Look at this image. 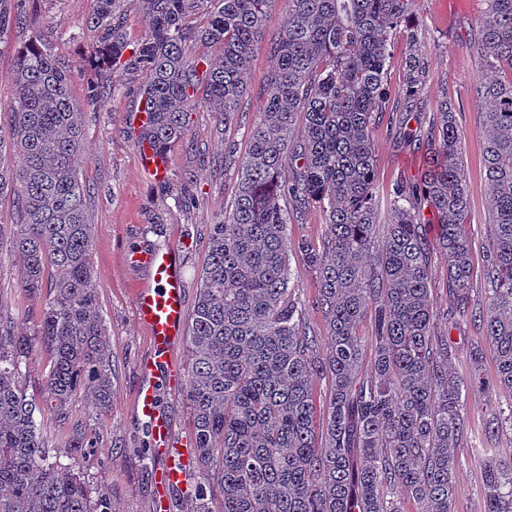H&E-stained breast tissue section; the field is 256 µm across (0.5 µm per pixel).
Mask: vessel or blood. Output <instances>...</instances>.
<instances>
[{"instance_id":"1","label":"vessel or blood","mask_w":512,"mask_h":512,"mask_svg":"<svg viewBox=\"0 0 512 512\" xmlns=\"http://www.w3.org/2000/svg\"><path fill=\"white\" fill-rule=\"evenodd\" d=\"M140 168L156 182L170 177L169 158L147 142L140 148ZM127 261L148 273L147 282L133 293L137 320L146 329L152 348L151 356L138 366L142 381L135 392L134 406L151 442L157 490L154 509L155 512H167L171 492L185 486L192 463L190 448L182 446L174 438L158 385L162 378L172 387L184 382L183 372L174 361V353L184 335L187 311L185 281L178 248H137L129 252Z\"/></svg>"}]
</instances>
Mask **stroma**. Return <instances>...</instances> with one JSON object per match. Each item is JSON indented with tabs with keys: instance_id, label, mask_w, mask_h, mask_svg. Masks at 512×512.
<instances>
[{
	"instance_id": "1",
	"label": "stroma",
	"mask_w": 512,
	"mask_h": 512,
	"mask_svg": "<svg viewBox=\"0 0 512 512\" xmlns=\"http://www.w3.org/2000/svg\"><path fill=\"white\" fill-rule=\"evenodd\" d=\"M95 0H25L26 23L15 29L7 45L0 47V103L8 104L14 93L13 59L16 48L28 43L34 33L50 34L55 55L70 67V91L84 112L87 161L82 167L90 187L87 210L94 224L92 269L98 289L102 317L112 351V409L90 421L88 448L68 447L70 425L53 424L47 431L51 453L60 454L86 481L91 492H105L112 512H154L155 485L140 465L136 454L144 431L134 409L135 390L140 382L138 364L148 357L146 330L138 323L132 302L137 284L148 274L126 262L129 250L140 247H177L186 284V302L194 304L199 275L207 259L213 224L230 203L237 180L235 170L224 166V144L234 141L238 152L248 147V131L265 104L264 89L272 58L268 48L258 50L248 72L247 93L235 126L221 130L213 113L193 112L186 139L170 151L169 189L144 178L139 166V143L128 133L132 117L140 107L136 88L140 74L124 70L104 72L107 86L96 106H86L89 74L80 58L96 40L89 25ZM480 0H415L414 22L428 65V88L420 112L410 127L428 130L442 93H449L461 106L456 118L462 132V158L467 171L469 222L466 232L473 243L472 291L474 307L486 303L483 262L490 238V207L483 166L486 143L482 107L473 95L478 62L466 45L479 27ZM376 150V179L379 188L394 182L420 180L425 168L424 153L402 148L387 131L386 122L373 129ZM291 284L311 335L326 336L325 319L317 305L320 284L298 249L288 252ZM432 299L441 318L440 331L448 332L456 353L453 363L460 378L470 375L469 351L482 342L483 332L467 318L448 325L442 315L448 308L446 280L448 262L434 254ZM0 297L8 304L0 316L12 318L16 331L33 335L42 309V299L22 296L19 263L8 242L0 243ZM512 405V392L470 394L467 401L469 430L459 448L458 495L455 512H481L484 485L480 458L483 449L512 452V435L489 434L494 413Z\"/></svg>"
}]
</instances>
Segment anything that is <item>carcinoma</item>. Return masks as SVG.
<instances>
[{"instance_id":"carcinoma-1","label":"carcinoma","mask_w":512,"mask_h":512,"mask_svg":"<svg viewBox=\"0 0 512 512\" xmlns=\"http://www.w3.org/2000/svg\"><path fill=\"white\" fill-rule=\"evenodd\" d=\"M274 0H96L100 70L144 74L151 110L141 128L167 152L189 133L203 107L225 128L238 123L246 75L263 41ZM287 25L269 42L274 64L265 107L248 150L229 145L224 167L237 171L231 209L212 225L208 260L188 321L191 358L184 398L193 416L200 474L190 512H454L457 449L465 436L468 389L482 384L484 351H470L473 375L452 371L448 336L435 331L432 254L448 262V324L470 316L492 345L495 386L512 392V0H480L474 97L489 130L484 168L493 233L484 255L487 303L470 308L472 242L467 172L454 99L440 101L438 149L417 184L382 192L375 183L372 128L388 115L390 132L414 148L407 114L422 105L426 66L409 37L402 97L390 100L386 64L394 32L408 25L415 0H286ZM19 3L0 0V46L20 27ZM148 20L136 44L121 12ZM203 22L194 24L191 17ZM220 43L218 64L189 51ZM16 91L8 106L11 139H0V194L12 190L20 223L10 226L22 291L50 296L35 335L0 320V512H111L72 467L50 461L47 422L36 421L21 365L50 356V419L73 414L85 394L94 415L112 408V353L98 311L91 266L94 225L88 193L83 112L70 97L66 66L39 35L16 51ZM19 163L5 167L6 153ZM437 219L435 236L420 203ZM318 207L323 247L297 244L321 284L324 348L309 335L288 262L290 215ZM53 270L50 281L45 274ZM372 334L360 336L366 315ZM328 378L325 420L316 426L313 379ZM483 512H512V455L483 449Z\"/></svg>"}]
</instances>
